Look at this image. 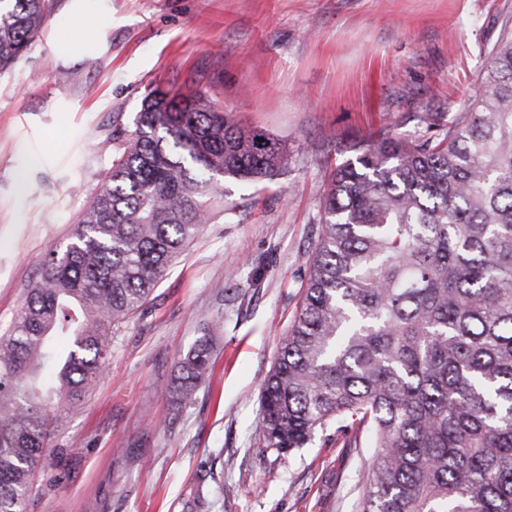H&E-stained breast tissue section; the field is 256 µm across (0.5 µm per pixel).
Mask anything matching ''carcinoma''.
Returning a JSON list of instances; mask_svg holds the SVG:
<instances>
[{
    "instance_id": "1",
    "label": "carcinoma",
    "mask_w": 512,
    "mask_h": 512,
    "mask_svg": "<svg viewBox=\"0 0 512 512\" xmlns=\"http://www.w3.org/2000/svg\"><path fill=\"white\" fill-rule=\"evenodd\" d=\"M49 0H0V70ZM468 111L442 131L362 144L327 175L299 309L260 392L261 447H308L336 424L374 454L358 512H512V27ZM280 141L201 97L148 94L69 242L49 249L0 334V512H27L56 396L80 403L112 328L141 308L215 217L226 180L288 169ZM208 340L180 361L192 400Z\"/></svg>"
}]
</instances>
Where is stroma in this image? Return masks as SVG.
I'll return each mask as SVG.
<instances>
[{"label": "stroma", "mask_w": 512, "mask_h": 512, "mask_svg": "<svg viewBox=\"0 0 512 512\" xmlns=\"http://www.w3.org/2000/svg\"><path fill=\"white\" fill-rule=\"evenodd\" d=\"M90 2L82 50L70 47L77 0H52L0 71V333L151 90L201 94L292 163L225 181L223 213L113 329L101 376L54 430L64 453L50 472L65 478L36 473L28 512H357L371 446L320 435L280 456L259 444L261 384L300 302L325 172L364 141L466 111L512 0ZM205 336L209 375L178 404V362Z\"/></svg>", "instance_id": "1"}]
</instances>
